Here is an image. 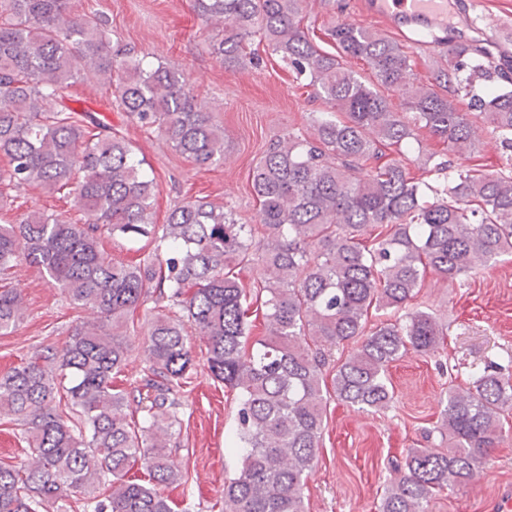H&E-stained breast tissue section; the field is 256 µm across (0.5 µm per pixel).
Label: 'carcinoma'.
Instances as JSON below:
<instances>
[{
    "label": "carcinoma",
    "instance_id": "obj_1",
    "mask_svg": "<svg viewBox=\"0 0 512 512\" xmlns=\"http://www.w3.org/2000/svg\"><path fill=\"white\" fill-rule=\"evenodd\" d=\"M69 4L0 0V185L70 196L88 216L78 224L65 211L32 210L0 224V333L24 319L12 277L22 264L98 319L75 326L61 350L0 375V418L22 427L29 456L0 464V512H70L71 497L102 483L110 494L92 512H173L162 488L181 474L165 449L194 375L190 329L206 343L212 378L237 395L228 450L242 465L224 484L222 512H305L328 399L385 410L391 364L444 342L432 313L409 308L426 270L458 282L512 256V168L474 163L479 123L512 151V68L498 65L496 43L455 45L446 33L423 39L451 45L425 84L413 77L410 46L380 31L340 21L324 29L333 51L323 50L303 25L306 0H193L218 28L213 52L224 66L259 63L258 36L326 111L310 134H284L252 168L257 223L190 197L155 224V178L107 119L69 105L71 88L90 79L112 88L129 120L199 169L224 161V127L183 70L112 49L106 22ZM352 59L367 74L348 68ZM420 128L446 145L417 156L448 174L431 199L401 159ZM105 235L153 248L116 262ZM252 264L263 278L246 289L241 274ZM258 312L266 335L250 344ZM128 336L144 337L147 364L137 385L119 388ZM340 346L348 354L333 364ZM509 410L512 377L499 364L448 389V447L407 449L379 512H428L437 492L471 480L502 441ZM137 464L149 485L127 478Z\"/></svg>",
    "mask_w": 512,
    "mask_h": 512
}]
</instances>
